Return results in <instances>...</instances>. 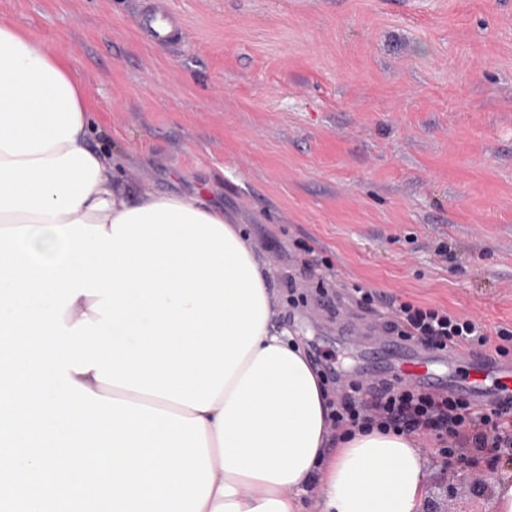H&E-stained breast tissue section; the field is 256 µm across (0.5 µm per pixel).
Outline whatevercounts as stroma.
<instances>
[{"label": "stroma", "mask_w": 512, "mask_h": 512, "mask_svg": "<svg viewBox=\"0 0 512 512\" xmlns=\"http://www.w3.org/2000/svg\"><path fill=\"white\" fill-rule=\"evenodd\" d=\"M172 41L151 36V6ZM69 61L131 187L207 195L322 371L398 372L361 286L512 330V0H0ZM426 512H493L512 450L429 441Z\"/></svg>", "instance_id": "1"}]
</instances>
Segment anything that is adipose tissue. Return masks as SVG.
I'll return each instance as SVG.
<instances>
[{"instance_id":"obj_1","label":"adipose tissue","mask_w":512,"mask_h":512,"mask_svg":"<svg viewBox=\"0 0 512 512\" xmlns=\"http://www.w3.org/2000/svg\"><path fill=\"white\" fill-rule=\"evenodd\" d=\"M90 104L69 64L18 26L0 21V228L75 220L111 230L126 212L175 204L242 230L206 197L132 194L113 155L91 144ZM265 299L259 337L212 406L200 411L100 382L99 395L202 419L213 472L200 512H425L422 438L378 428L329 443L330 392L301 340L277 321L272 269L247 249Z\"/></svg>"}]
</instances>
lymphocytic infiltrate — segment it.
I'll return each instance as SVG.
<instances>
[{
  "mask_svg": "<svg viewBox=\"0 0 512 512\" xmlns=\"http://www.w3.org/2000/svg\"><path fill=\"white\" fill-rule=\"evenodd\" d=\"M388 332L406 340L430 344L438 350L469 351L493 345L499 357L512 355V331L502 328L488 335L472 318H461L437 308H422L402 301L392 306ZM362 382L349 381L334 413L335 427L363 429L378 425L409 434H432L459 460L478 463L489 448L512 447V402L479 406L463 397L426 391L381 379L370 387L372 398L360 400Z\"/></svg>",
  "mask_w": 512,
  "mask_h": 512,
  "instance_id": "obj_1",
  "label": "lymphocytic infiltrate"
}]
</instances>
